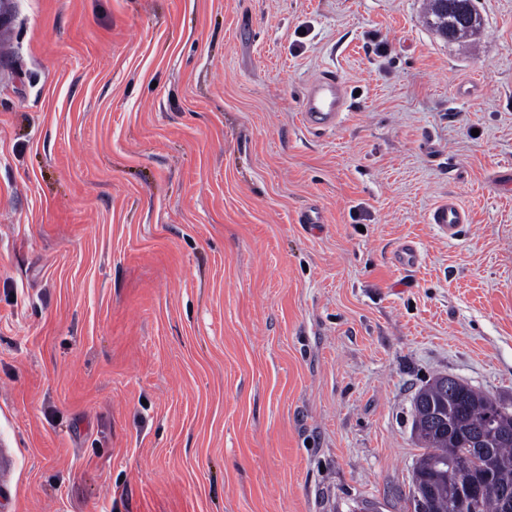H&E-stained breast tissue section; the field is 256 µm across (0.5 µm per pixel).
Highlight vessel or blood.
Wrapping results in <instances>:
<instances>
[{"label":"vessel or blood","instance_id":"b4317fda","mask_svg":"<svg viewBox=\"0 0 512 512\" xmlns=\"http://www.w3.org/2000/svg\"><path fill=\"white\" fill-rule=\"evenodd\" d=\"M350 107L347 91L337 74L326 73L316 78L309 86L302 106V120L314 130L335 127ZM429 223L456 239L468 223V213L455 199L438 204L428 215Z\"/></svg>","mask_w":512,"mask_h":512}]
</instances>
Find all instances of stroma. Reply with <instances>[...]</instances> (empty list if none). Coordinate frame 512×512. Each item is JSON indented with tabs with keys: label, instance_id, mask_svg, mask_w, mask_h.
Instances as JSON below:
<instances>
[{
	"label": "stroma",
	"instance_id": "obj_1",
	"mask_svg": "<svg viewBox=\"0 0 512 512\" xmlns=\"http://www.w3.org/2000/svg\"><path fill=\"white\" fill-rule=\"evenodd\" d=\"M476 5L457 43L426 0H0V512H414L417 392L512 405V0ZM349 107L347 91L339 76L326 73L310 84L302 106V120L311 129L328 130L340 122ZM469 218L467 211L455 199L438 204L428 215V222L436 224L448 239H456Z\"/></svg>",
	"mask_w": 512,
	"mask_h": 512
}]
</instances>
